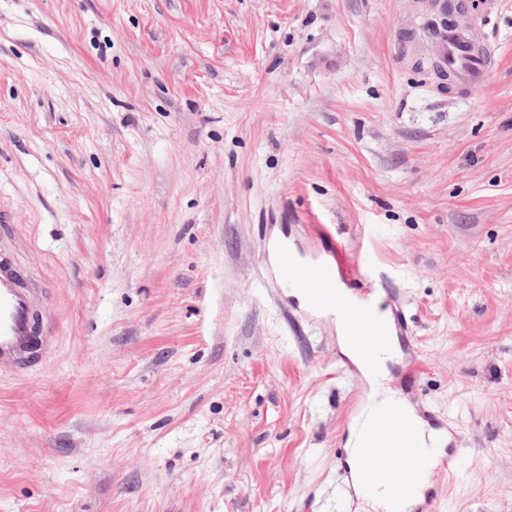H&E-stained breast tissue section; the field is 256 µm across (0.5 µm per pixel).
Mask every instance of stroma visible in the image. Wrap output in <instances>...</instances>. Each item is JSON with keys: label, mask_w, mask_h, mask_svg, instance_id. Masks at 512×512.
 <instances>
[{"label": "stroma", "mask_w": 512, "mask_h": 512, "mask_svg": "<svg viewBox=\"0 0 512 512\" xmlns=\"http://www.w3.org/2000/svg\"><path fill=\"white\" fill-rule=\"evenodd\" d=\"M442 90L434 0H0V204L51 346L0 375V512H358L369 400L264 281L325 224L398 291L460 434L438 512H512V0Z\"/></svg>", "instance_id": "35a3bbf8"}]
</instances>
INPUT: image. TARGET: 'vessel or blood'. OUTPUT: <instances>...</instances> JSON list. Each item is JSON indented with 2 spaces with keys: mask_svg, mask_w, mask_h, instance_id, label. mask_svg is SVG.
I'll use <instances>...</instances> for the list:
<instances>
[{
  "mask_svg": "<svg viewBox=\"0 0 512 512\" xmlns=\"http://www.w3.org/2000/svg\"><path fill=\"white\" fill-rule=\"evenodd\" d=\"M439 45L441 64L461 88L472 90L486 80L494 60L470 29L448 28L441 33ZM312 240L318 246L329 245L328 259L301 263L296 250L285 243L273 264L276 273L291 291L305 292L308 304L326 309L351 335L368 337V345L361 348L365 357L388 350V333L378 317L380 296L394 294L387 280L365 268L360 254L338 243L327 225H317ZM19 279L13 251L0 249L1 371L27 370L39 362L34 349V303L31 295L20 288ZM360 423L362 460L370 461L382 451L393 453L401 459L406 478L386 484L371 470L356 474L343 467L338 471L340 494L387 500L393 512H402L400 505L404 502L414 503L413 512H437L438 498L426 490L430 476L425 459L432 449L430 441L421 439L401 408L392 403L368 406ZM433 427L449 436L441 467L455 471L459 436L441 421H434Z\"/></svg>",
  "mask_w": 512,
  "mask_h": 512,
  "instance_id": "1",
  "label": "vessel or blood"
}]
</instances>
